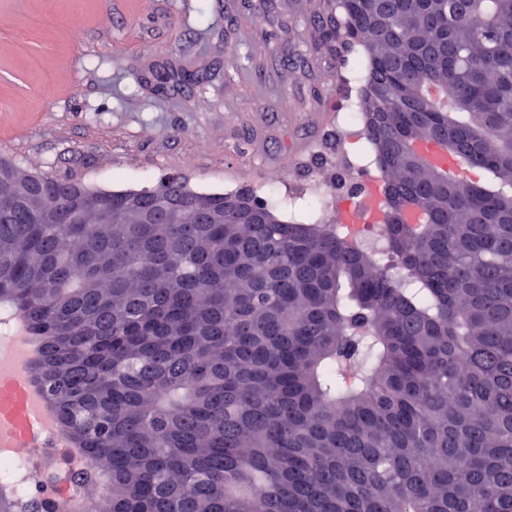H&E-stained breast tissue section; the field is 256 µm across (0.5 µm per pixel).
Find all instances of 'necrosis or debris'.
Masks as SVG:
<instances>
[{"label": "necrosis or debris", "mask_w": 512, "mask_h": 512, "mask_svg": "<svg viewBox=\"0 0 512 512\" xmlns=\"http://www.w3.org/2000/svg\"><path fill=\"white\" fill-rule=\"evenodd\" d=\"M332 168L337 175L352 179L355 192L343 191L340 184L309 180L302 200L311 202L328 221L340 222L342 215L353 212V202L370 193L366 177L375 169L364 154L350 151L344 135L336 137ZM26 326L14 308L0 305V363L16 362L31 366L35 355L25 351L19 337ZM0 390L10 393L12 404L0 405V492L14 501L39 505L41 512H51L60 501L67 502L69 512H109L110 493L89 498L80 483L62 482L60 470L77 474L88 471L87 460H75L73 449L53 419L51 409H44L40 420L32 418V402L43 394L33 379L17 382L0 376Z\"/></svg>", "instance_id": "obj_1"}]
</instances>
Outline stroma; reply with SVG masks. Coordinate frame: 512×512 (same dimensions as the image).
<instances>
[{"instance_id": "obj_1", "label": "stroma", "mask_w": 512, "mask_h": 512, "mask_svg": "<svg viewBox=\"0 0 512 512\" xmlns=\"http://www.w3.org/2000/svg\"><path fill=\"white\" fill-rule=\"evenodd\" d=\"M332 4L0 0V158L112 191L322 175L350 69L323 35ZM170 60L200 82L156 92L145 70Z\"/></svg>"}]
</instances>
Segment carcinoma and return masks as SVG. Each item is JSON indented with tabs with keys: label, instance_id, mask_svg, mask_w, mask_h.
Segmentation results:
<instances>
[{
	"label": "carcinoma",
	"instance_id": "obj_1",
	"mask_svg": "<svg viewBox=\"0 0 512 512\" xmlns=\"http://www.w3.org/2000/svg\"><path fill=\"white\" fill-rule=\"evenodd\" d=\"M323 30L368 64L365 139L405 214L378 244L206 224L228 195L175 177L141 188L172 201L144 224L122 191L0 160V305L112 512H512V0H336Z\"/></svg>",
	"mask_w": 512,
	"mask_h": 512
}]
</instances>
